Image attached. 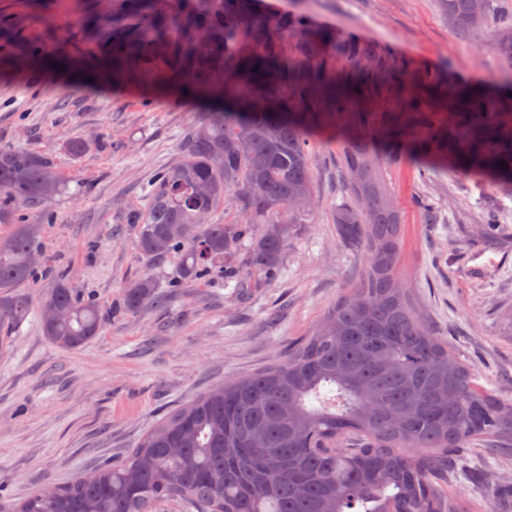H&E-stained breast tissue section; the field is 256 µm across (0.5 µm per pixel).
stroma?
Wrapping results in <instances>:
<instances>
[{
    "instance_id": "stroma-1",
    "label": "stroma",
    "mask_w": 512,
    "mask_h": 512,
    "mask_svg": "<svg viewBox=\"0 0 512 512\" xmlns=\"http://www.w3.org/2000/svg\"><path fill=\"white\" fill-rule=\"evenodd\" d=\"M489 3L484 24L463 28L439 0H249L257 14L307 24L335 66L356 41L403 67L415 86L436 75L440 85L426 98L443 125L449 89L496 101L512 94V60L498 46L512 28V0ZM221 4L150 0L137 17L126 15L124 0H0V147L49 155L68 184L46 207L21 208L39 225L47 258L24 289L41 301L64 275L106 316L99 336L66 351L30 314L0 353L2 508L121 460L167 412L268 366L361 275L360 252L342 242L333 220L348 175L333 133L338 120L328 115L309 147L316 203L295 225L276 275L241 264L184 285L167 308L121 309L130 282L150 269L165 283L178 266L173 256L149 265L126 214L146 206L156 173L180 159L199 108L189 92L119 85L95 68L110 30L105 16L121 15V28L148 35L151 16ZM73 137L92 149L69 155L62 145ZM383 167L404 225V282L479 384L512 401V186L392 148ZM491 215L502 231L489 238L478 226ZM510 484L512 462L493 460L486 488L460 479L448 493L468 512H488L493 488Z\"/></svg>"
}]
</instances>
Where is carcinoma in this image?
Returning <instances> with one entry per match:
<instances>
[{"mask_svg":"<svg viewBox=\"0 0 512 512\" xmlns=\"http://www.w3.org/2000/svg\"><path fill=\"white\" fill-rule=\"evenodd\" d=\"M473 2L441 0L464 27L487 18L486 10L473 14ZM248 9V0H224L221 9L186 14L173 36L112 38L114 82L144 75L166 87L189 84L206 105L182 139V159L158 174L147 207L126 216L148 261L178 255L176 276L164 290L144 273L128 284L121 306L131 313L165 306L181 284L234 268L247 238L250 264L277 272L292 225L315 204L309 133L325 110L361 129L343 140L341 160L363 180L348 181L334 222L361 253L362 276L270 366L172 410L122 460L58 484L52 495L39 489L9 512H154L165 499L197 512H464L448 496V480L485 484L484 467L469 465L468 445L478 440L484 456L512 457V401L475 382L402 282L398 209L369 134L375 127L423 158L446 157L465 175L512 183V113L461 89L448 94L444 130L402 68L354 46L340 76L324 62L319 37L286 16L257 15L241 26ZM365 62L397 91L415 126L347 111L375 88L361 72ZM256 92L269 98L268 110L249 109ZM65 191L50 157L0 147V224L14 225L0 237L1 351L33 311L19 286L47 263L30 262L41 248L20 205L47 204ZM229 197L237 219L213 221ZM253 224L265 225L263 233L254 235ZM42 303L60 312L40 316V326L62 349H79L103 330L95 299L65 278ZM491 512H512L511 486L493 490Z\"/></svg>","mask_w":512,"mask_h":512,"instance_id":"cac0c4a2","label":"carcinoma"}]
</instances>
